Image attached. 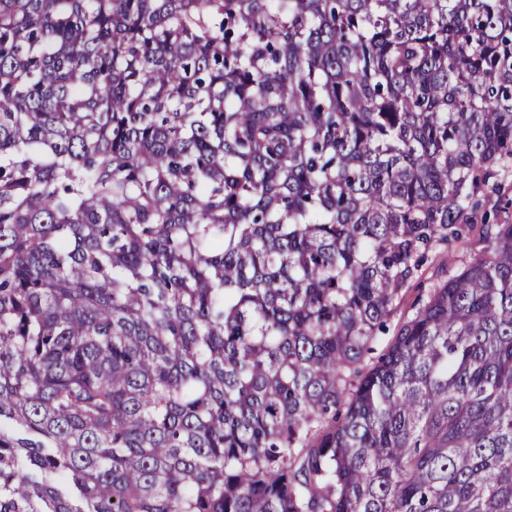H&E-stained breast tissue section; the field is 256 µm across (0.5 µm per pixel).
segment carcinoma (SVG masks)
<instances>
[{"mask_svg":"<svg viewBox=\"0 0 512 512\" xmlns=\"http://www.w3.org/2000/svg\"><path fill=\"white\" fill-rule=\"evenodd\" d=\"M508 159L512 0H0V512H512ZM491 181L493 188L479 194L478 224H481L482 216L485 224H495L504 218L502 208L507 200H512V162L497 171ZM423 268L425 269L424 275L415 282L411 289L408 290L399 304L396 313L391 317V320L388 321L389 333L385 336H380V342L377 345V352L381 351L388 339L392 336L393 328L399 321L400 317L411 315L418 307V301L426 297L432 284L437 279L447 276L445 271H442L435 263H431V261H428Z\"/></svg>","mask_w":512,"mask_h":512,"instance_id":"cac0c4a2","label":"carcinoma"}]
</instances>
